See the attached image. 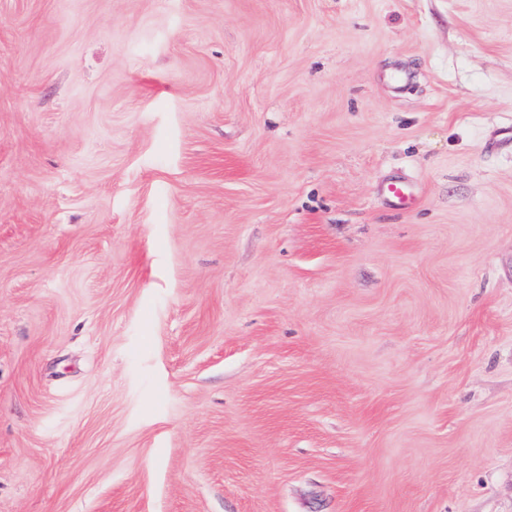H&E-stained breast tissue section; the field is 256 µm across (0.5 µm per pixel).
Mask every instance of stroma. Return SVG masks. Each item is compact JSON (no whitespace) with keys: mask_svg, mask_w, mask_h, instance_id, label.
<instances>
[{"mask_svg":"<svg viewBox=\"0 0 512 512\" xmlns=\"http://www.w3.org/2000/svg\"><path fill=\"white\" fill-rule=\"evenodd\" d=\"M0 512H512V0H0Z\"/></svg>","mask_w":512,"mask_h":512,"instance_id":"obj_1","label":"stroma"}]
</instances>
